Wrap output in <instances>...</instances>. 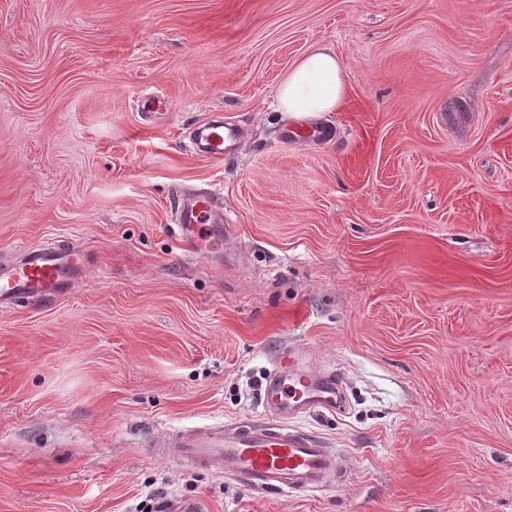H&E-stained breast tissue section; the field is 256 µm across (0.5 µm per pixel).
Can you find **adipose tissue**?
Wrapping results in <instances>:
<instances>
[{"mask_svg":"<svg viewBox=\"0 0 512 512\" xmlns=\"http://www.w3.org/2000/svg\"><path fill=\"white\" fill-rule=\"evenodd\" d=\"M344 71L330 49L318 47L303 56L281 80L276 99L289 118L306 121L340 108L347 97Z\"/></svg>","mask_w":512,"mask_h":512,"instance_id":"adipose-tissue-1","label":"adipose tissue"}]
</instances>
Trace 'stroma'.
Here are the masks:
<instances>
[{
    "label": "stroma",
    "mask_w": 512,
    "mask_h": 512,
    "mask_svg": "<svg viewBox=\"0 0 512 512\" xmlns=\"http://www.w3.org/2000/svg\"><path fill=\"white\" fill-rule=\"evenodd\" d=\"M320 46L348 100L280 141ZM218 115L221 163L191 147ZM192 191L225 225L189 252ZM57 247L83 276L0 309V512H512V0H0V264ZM297 346L341 381L290 421L339 483L152 455L261 419ZM240 140V130L233 125H225L223 117L199 125L192 139L195 152L214 161H224ZM176 226L182 237L199 235L200 224H224V210L208 192L188 194L176 208Z\"/></svg>",
    "instance_id": "35a3bbf8"
}]
</instances>
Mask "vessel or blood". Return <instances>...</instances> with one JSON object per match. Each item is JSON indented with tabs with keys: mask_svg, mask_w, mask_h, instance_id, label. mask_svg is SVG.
Masks as SVG:
<instances>
[{
	"mask_svg": "<svg viewBox=\"0 0 512 512\" xmlns=\"http://www.w3.org/2000/svg\"><path fill=\"white\" fill-rule=\"evenodd\" d=\"M240 140V130L217 117L197 127L193 147L201 156L221 161ZM176 220L181 235L195 234L201 225L223 223L224 210L210 193H195L182 199ZM82 272L76 250L23 251L15 262L0 265V307L30 298H55ZM260 402L263 419L178 431L153 452L217 468L262 492L314 491L340 482L335 453L315 436L288 425L302 413L340 409L343 396L335 374L315 371L303 353L283 352L265 376Z\"/></svg>",
	"mask_w": 512,
	"mask_h": 512,
	"instance_id": "1",
	"label": "vessel or blood"
}]
</instances>
